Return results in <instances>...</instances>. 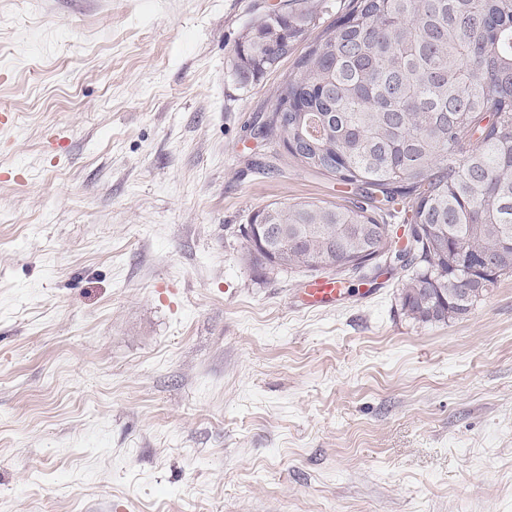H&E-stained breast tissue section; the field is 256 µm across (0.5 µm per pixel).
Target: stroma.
<instances>
[{
	"instance_id": "stroma-1",
	"label": "stroma",
	"mask_w": 512,
	"mask_h": 512,
	"mask_svg": "<svg viewBox=\"0 0 512 512\" xmlns=\"http://www.w3.org/2000/svg\"><path fill=\"white\" fill-rule=\"evenodd\" d=\"M310 2L243 87L285 0H0V512H512V276L424 325L385 260L309 311L249 258L359 196L250 128L349 0ZM305 2L289 0L287 15L272 11L247 24L246 33L234 49V74L241 84L246 85L276 67L304 35L315 19L314 13L305 8Z\"/></svg>"
}]
</instances>
